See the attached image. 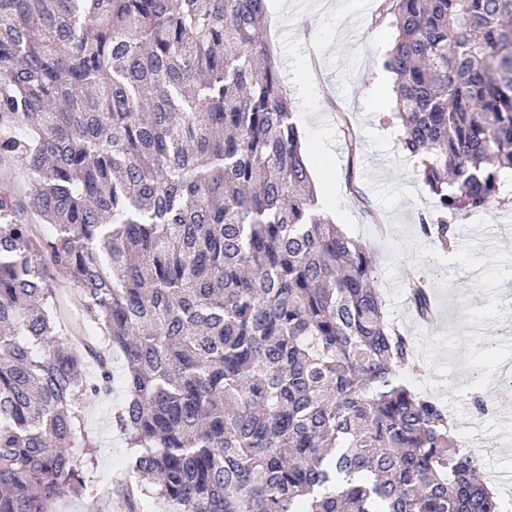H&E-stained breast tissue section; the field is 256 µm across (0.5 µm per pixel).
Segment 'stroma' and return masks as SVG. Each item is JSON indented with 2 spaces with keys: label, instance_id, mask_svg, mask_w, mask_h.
Wrapping results in <instances>:
<instances>
[{
  "label": "stroma",
  "instance_id": "35a3bbf8",
  "mask_svg": "<svg viewBox=\"0 0 512 512\" xmlns=\"http://www.w3.org/2000/svg\"><path fill=\"white\" fill-rule=\"evenodd\" d=\"M367 0H268L269 38L295 101L294 118L312 169H324L320 206L334 213L349 237L375 248V285L385 316L409 336L417 360L407 373L413 389L442 401L483 461L490 486L512 499V185L485 212L460 218L451 252H441L420 230L433 198L419 159L403 153L395 116L393 78L383 57L398 35L391 20L376 23ZM348 112L362 141L356 167L348 155L331 105ZM381 215L377 232L351 201L346 172ZM427 280L434 321L413 314L405 285ZM111 402L92 401L86 411L98 432L89 491L61 497L57 512H124L113 493L130 483L127 450L109 423Z\"/></svg>",
  "mask_w": 512,
  "mask_h": 512
}]
</instances>
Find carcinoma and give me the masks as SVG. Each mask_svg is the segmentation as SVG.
<instances>
[{
  "instance_id": "carcinoma-1",
  "label": "carcinoma",
  "mask_w": 512,
  "mask_h": 512,
  "mask_svg": "<svg viewBox=\"0 0 512 512\" xmlns=\"http://www.w3.org/2000/svg\"><path fill=\"white\" fill-rule=\"evenodd\" d=\"M377 11L434 199L420 228L447 250L512 169V0ZM267 17V0H0V512L85 492L114 354L112 428L169 512L512 509L402 379L411 342L384 321L376 252L318 207ZM347 184L378 220L352 165ZM407 288L432 321L427 283Z\"/></svg>"
}]
</instances>
